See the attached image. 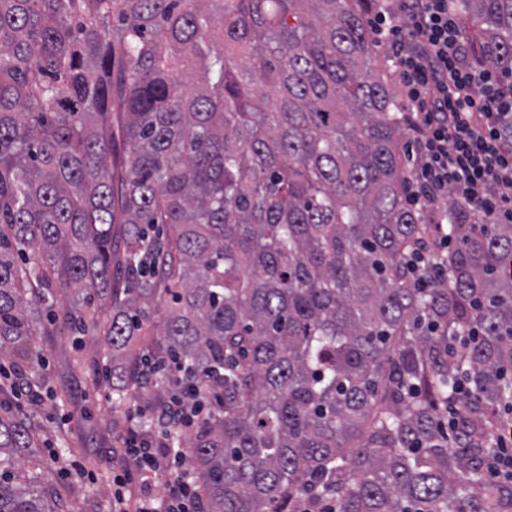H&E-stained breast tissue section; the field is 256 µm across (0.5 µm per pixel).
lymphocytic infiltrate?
Here are the masks:
<instances>
[{"label": "lymphocytic infiltrate", "mask_w": 512, "mask_h": 512, "mask_svg": "<svg viewBox=\"0 0 512 512\" xmlns=\"http://www.w3.org/2000/svg\"><path fill=\"white\" fill-rule=\"evenodd\" d=\"M450 0H396L372 28L389 51L406 98L405 122L415 164L409 202L433 223L448 221L445 197L486 224L512 223V78L488 70L471 54ZM201 398H171L154 410L157 428L187 430L204 418ZM113 512H200L182 451L129 430L111 449ZM161 497L146 495L158 474Z\"/></svg>", "instance_id": "f902f5d3"}]
</instances>
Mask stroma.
<instances>
[{"mask_svg": "<svg viewBox=\"0 0 512 512\" xmlns=\"http://www.w3.org/2000/svg\"><path fill=\"white\" fill-rule=\"evenodd\" d=\"M45 362V385L41 399L24 404L23 410L36 438L41 456L60 451L71 443V459L85 464L81 475L62 474L49 465L40 486H52L63 512H109L112 505V468L107 452L117 442L121 428H132L133 420L116 417L107 399L110 385L103 376L98 355L106 353L101 334L39 337Z\"/></svg>", "mask_w": 512, "mask_h": 512, "instance_id": "35a3bbf8", "label": "stroma"}]
</instances>
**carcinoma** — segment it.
<instances>
[{"mask_svg":"<svg viewBox=\"0 0 512 512\" xmlns=\"http://www.w3.org/2000/svg\"><path fill=\"white\" fill-rule=\"evenodd\" d=\"M453 6L512 76V0ZM380 7L0 0V361L31 374L35 337L101 324L113 411L213 397L202 512H512L485 470L512 406V224L452 204L444 275L405 267L436 225L407 203ZM34 441L0 413V512H59L15 481L43 469Z\"/></svg>","mask_w":512,"mask_h":512,"instance_id":"carcinoma-1","label":"carcinoma"}]
</instances>
